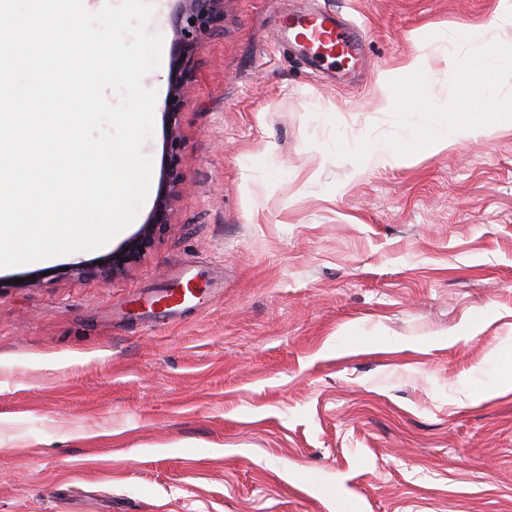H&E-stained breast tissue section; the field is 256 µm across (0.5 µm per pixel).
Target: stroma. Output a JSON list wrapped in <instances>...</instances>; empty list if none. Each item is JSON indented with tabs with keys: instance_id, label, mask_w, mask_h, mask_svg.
<instances>
[{
	"instance_id": "35a3bbf8",
	"label": "stroma",
	"mask_w": 512,
	"mask_h": 512,
	"mask_svg": "<svg viewBox=\"0 0 512 512\" xmlns=\"http://www.w3.org/2000/svg\"><path fill=\"white\" fill-rule=\"evenodd\" d=\"M153 2L158 182L179 0ZM310 12L362 31L360 70L286 38ZM448 42L512 46V20L500 0H226L164 238L111 280L69 271L149 199L105 247L0 268V512H512V121L361 173L334 153L402 134L379 106L415 55L447 105ZM184 266L199 298L138 308Z\"/></svg>"
}]
</instances>
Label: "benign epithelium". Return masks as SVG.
<instances>
[{"label":"benign epithelium","instance_id":"7a95c632","mask_svg":"<svg viewBox=\"0 0 512 512\" xmlns=\"http://www.w3.org/2000/svg\"><path fill=\"white\" fill-rule=\"evenodd\" d=\"M179 2L169 75L167 168L162 189L147 222L141 225L138 232L105 258L103 263L93 267L74 264L71 272L78 276L108 280L122 274L152 248L172 224L175 202L185 188L184 177L180 171L184 142L179 127V115L191 81L190 62L195 52L224 24V0Z\"/></svg>","mask_w":512,"mask_h":512}]
</instances>
